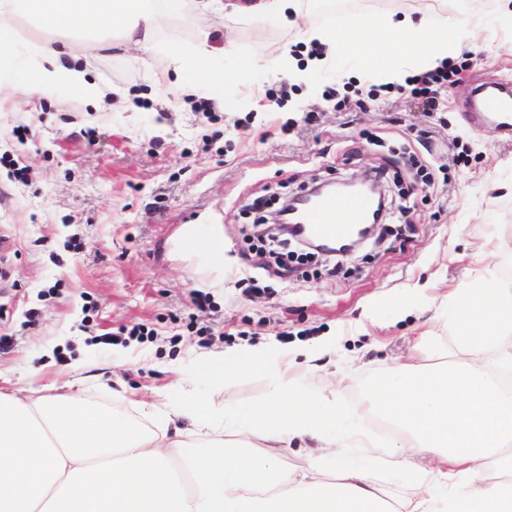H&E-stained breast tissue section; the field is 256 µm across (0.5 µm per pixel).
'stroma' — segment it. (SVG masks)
Here are the masks:
<instances>
[{"instance_id": "1", "label": "stroma", "mask_w": 512, "mask_h": 512, "mask_svg": "<svg viewBox=\"0 0 512 512\" xmlns=\"http://www.w3.org/2000/svg\"><path fill=\"white\" fill-rule=\"evenodd\" d=\"M205 2L188 0L160 39L187 43L207 27L227 73L215 88L191 66L179 92L160 78L164 56L138 67L115 46L87 63L93 80L118 89L109 102L75 88L31 103L0 93L7 389L70 387L140 420L135 402L213 391L199 353L265 344L351 405L409 352L424 367L456 355L458 288L479 276L512 282V136L470 106L478 83L512 81V23L496 0H351L350 11L375 16L471 17L476 39L456 44L470 62L432 111L395 91L368 99L371 81L355 77L362 62L341 48L304 82L270 73L281 54L303 53L295 29ZM281 85L286 98L269 101ZM378 170L392 209L353 255L276 258L256 238L286 197ZM194 224L210 225L223 261L181 248ZM249 277L264 291H247ZM202 296L208 308L195 307ZM423 334L431 347L414 350Z\"/></svg>"}]
</instances>
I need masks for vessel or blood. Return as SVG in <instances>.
Masks as SVG:
<instances>
[{
    "label": "vessel or blood",
    "mask_w": 512,
    "mask_h": 512,
    "mask_svg": "<svg viewBox=\"0 0 512 512\" xmlns=\"http://www.w3.org/2000/svg\"><path fill=\"white\" fill-rule=\"evenodd\" d=\"M476 95L482 113L490 114L498 128L512 129V89H491L480 85L476 88ZM370 208V200L362 196L351 199L324 196L304 212L301 222L317 236L333 241L365 223Z\"/></svg>",
    "instance_id": "vessel-or-blood-1"
}]
</instances>
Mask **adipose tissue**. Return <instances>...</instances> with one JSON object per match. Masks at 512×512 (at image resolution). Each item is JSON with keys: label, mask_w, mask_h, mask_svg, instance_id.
<instances>
[{"label": "adipose tissue", "mask_w": 512, "mask_h": 512, "mask_svg": "<svg viewBox=\"0 0 512 512\" xmlns=\"http://www.w3.org/2000/svg\"><path fill=\"white\" fill-rule=\"evenodd\" d=\"M183 0H0V55L21 65L10 84L19 99L74 87L95 101L107 92L84 66L117 36L148 63L160 31ZM232 10L274 16L297 25L302 0H237ZM24 17L52 39L25 44L13 21ZM465 25L432 17H374L354 13L342 35L322 28L305 42L343 44L369 62L378 81L406 78L398 57L423 45V66L454 53ZM169 67L181 74L211 67L208 32L167 47ZM453 335L460 351L447 363L388 368L366 388L356 408L289 379L288 364L260 345L204 359L219 386L231 389L237 372L263 370L270 389L255 408L231 415L216 397L185 395L177 405H151L154 426L87 402L81 392L44 386L0 390V512H512V283L480 278L457 294ZM186 417L208 436L189 451L172 425ZM369 419L392 430L383 441ZM311 436L321 447L302 472L288 468L273 443Z\"/></svg>", "instance_id": "adipose-tissue-1"}]
</instances>
